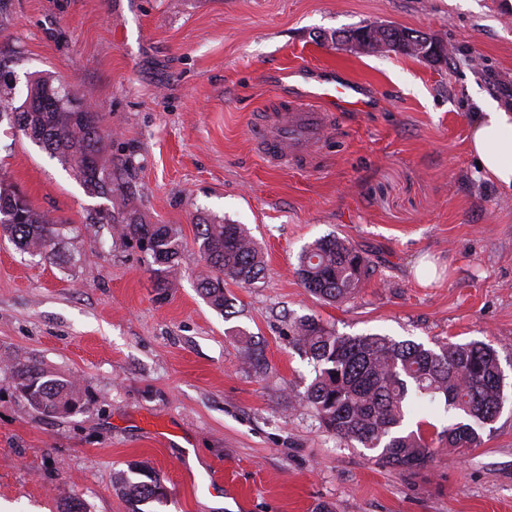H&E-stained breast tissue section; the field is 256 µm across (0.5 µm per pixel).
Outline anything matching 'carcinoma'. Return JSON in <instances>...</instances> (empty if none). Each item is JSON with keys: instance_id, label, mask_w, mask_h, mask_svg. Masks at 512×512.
<instances>
[{"instance_id": "carcinoma-1", "label": "carcinoma", "mask_w": 512, "mask_h": 512, "mask_svg": "<svg viewBox=\"0 0 512 512\" xmlns=\"http://www.w3.org/2000/svg\"><path fill=\"white\" fill-rule=\"evenodd\" d=\"M62 82L49 76L30 79L24 101L0 95V117L9 116L27 138L44 147L70 168L87 194L121 204L104 219L115 233L135 238L151 258L158 287L177 265L182 241L170 224H147L127 208L125 183L101 160V116L85 107L74 110L59 104ZM199 249L214 275L198 279V290L215 309L231 307L224 294V278L243 285L256 283L265 261L256 243L240 224L210 216L198 218ZM61 225L36 208L25 194L0 182V233L32 257H58ZM370 262L349 241L332 236L315 240L302 250L297 274L307 290L328 303L351 298L370 276ZM296 345L313 361L315 376L303 401L319 423L337 439L378 449V460L398 468L425 467L433 457L434 441L464 453L481 444L480 431L496 420L503 407L504 375L495 349L479 342H445L427 348L385 336H339L313 317L293 327ZM16 389L36 411L47 416H70L85 407L79 382L57 377L36 362L12 364ZM442 398L466 419L437 433L402 430L406 411L417 402L426 405ZM133 512L139 506L166 498L162 483L150 471L137 469L121 479Z\"/></svg>"}]
</instances>
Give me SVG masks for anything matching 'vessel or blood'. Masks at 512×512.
<instances>
[{
	"mask_svg": "<svg viewBox=\"0 0 512 512\" xmlns=\"http://www.w3.org/2000/svg\"><path fill=\"white\" fill-rule=\"evenodd\" d=\"M293 83L284 91L280 112L254 118L250 136L255 149L271 166L312 169L324 157L323 146L344 113L366 108L361 85L319 77L315 68L290 70Z\"/></svg>",
	"mask_w": 512,
	"mask_h": 512,
	"instance_id": "b4317fda",
	"label": "vessel or blood"
}]
</instances>
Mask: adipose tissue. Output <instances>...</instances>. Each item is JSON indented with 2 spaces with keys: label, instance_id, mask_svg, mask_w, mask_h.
Here are the masks:
<instances>
[{
  "label": "adipose tissue",
  "instance_id": "obj_1",
  "mask_svg": "<svg viewBox=\"0 0 512 512\" xmlns=\"http://www.w3.org/2000/svg\"><path fill=\"white\" fill-rule=\"evenodd\" d=\"M468 149L496 186L512 189V112L488 101L473 119Z\"/></svg>",
  "mask_w": 512,
  "mask_h": 512
}]
</instances>
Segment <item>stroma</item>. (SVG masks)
I'll list each match as a JSON object with an SVG mask.
<instances>
[{"label":"stroma","mask_w":512,"mask_h":512,"mask_svg":"<svg viewBox=\"0 0 512 512\" xmlns=\"http://www.w3.org/2000/svg\"><path fill=\"white\" fill-rule=\"evenodd\" d=\"M367 23L423 30L448 54L339 42ZM306 63L345 68L378 105L348 113L317 169H274L248 125L279 102L269 75ZM0 64L15 101L39 75L85 95L130 208L183 244L158 288L149 256L104 221L111 203L0 120V179L63 222L53 263L0 235V512H63L73 497L131 512L119 478L135 463L167 489L153 512H512V191L468 153L479 99L512 106V0H0ZM200 214L246 225L264 255L255 284L225 280L228 318L197 292ZM327 235L373 268L336 305L295 271ZM425 256L428 285L414 273ZM302 316L342 336L489 344L502 411L465 454L441 442L424 468L378 463L303 403ZM18 357L78 380L85 408L32 409Z\"/></svg>","instance_id":"35a3bbf8"}]
</instances>
